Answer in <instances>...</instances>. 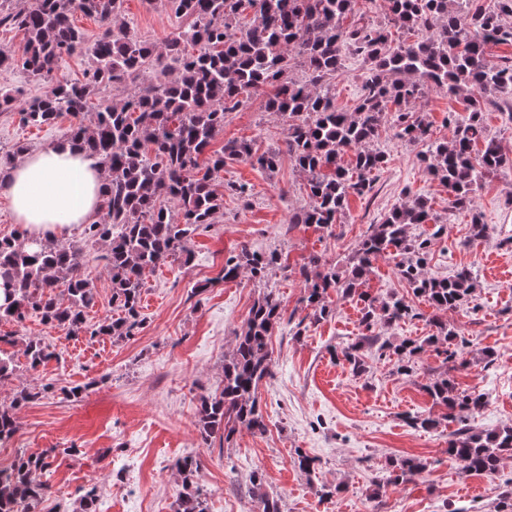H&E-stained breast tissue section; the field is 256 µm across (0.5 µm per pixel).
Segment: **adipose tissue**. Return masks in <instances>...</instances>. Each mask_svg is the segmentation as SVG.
Masks as SVG:
<instances>
[{"label": "adipose tissue", "mask_w": 512, "mask_h": 512, "mask_svg": "<svg viewBox=\"0 0 512 512\" xmlns=\"http://www.w3.org/2000/svg\"><path fill=\"white\" fill-rule=\"evenodd\" d=\"M102 184L97 167L79 147L55 142L15 162L0 178V195L29 236L48 244L97 221Z\"/></svg>", "instance_id": "adipose-tissue-1"}]
</instances>
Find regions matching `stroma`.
Segmentation results:
<instances>
[{
    "label": "stroma",
    "instance_id": "1",
    "mask_svg": "<svg viewBox=\"0 0 512 512\" xmlns=\"http://www.w3.org/2000/svg\"><path fill=\"white\" fill-rule=\"evenodd\" d=\"M122 13L132 31L158 44L184 25L162 0H123ZM368 76L361 58L348 55L333 81L337 110L353 111ZM265 102V96H256L229 113L212 150H221L229 140H250L261 150L282 144L286 119L266 111ZM419 107L434 137L444 139L449 112L463 111L465 101L432 90ZM71 122L64 114L51 126H27L17 113H2L0 148L21 142L36 151L65 139ZM372 147L385 153L388 163L370 195L350 197L332 233L292 223L308 198L305 179L290 156H282L272 174L247 162L227 164L219 183L247 184L248 200L225 194L214 224L192 239L190 262L147 274L142 325L134 336L73 338L36 314L20 323H0V335L12 338L0 352L16 367L11 379L0 382V407H12L14 393L23 387L54 386L47 397L14 407L18 431L0 446V463L6 465L20 451L56 449L42 512H77L91 485L102 512H174L182 479L173 463L187 455L200 459L197 482L205 512H260L249 481L258 469L264 473L262 492L280 498L282 512H497L500 499L512 495V461L495 475L462 474L448 455V436L456 423L423 431L405 422L406 415L435 410L423 389L440 367L435 353L423 352L410 376L396 374L388 357L375 354L368 373L353 374L335 351L361 336V302L330 296V315L311 322L301 303L304 282L298 268L303 257L316 253L345 269L369 225L382 222L407 200L423 197L435 221L412 226L410 233L432 240L427 273L442 278L467 268L476 280L472 300L447 315L449 326L465 341L466 363L455 371V381L486 400L468 423L477 429L511 425L512 172L477 189L471 210L452 211L447 188L423 170L421 146L407 144L389 126ZM476 214L488 232L473 241L469 224ZM439 222L448 227L441 236L434 233ZM70 240L80 248L84 272L95 288L87 322L112 317L103 246L78 232ZM244 248L280 254L282 266L266 284L245 274L221 280L225 259ZM396 263L394 255L378 257L365 291L380 299L409 295ZM267 288L285 308V319L271 338L272 374L258 388L267 430H242L224 447H206L195 428L199 399L220 388L224 358L250 307ZM31 339L51 345L57 359L29 370L23 350ZM488 350L493 360L485 359ZM83 383L90 389L81 398L66 397L67 388ZM70 446L79 448V455H66ZM298 449L318 458L319 479L343 484V492L328 500L315 495L293 462ZM395 456L421 459L425 468L412 482L376 490L388 459Z\"/></svg>",
    "mask_w": 512,
    "mask_h": 512
}]
</instances>
